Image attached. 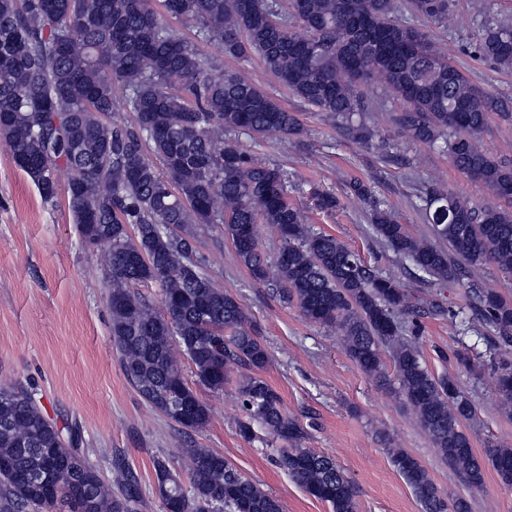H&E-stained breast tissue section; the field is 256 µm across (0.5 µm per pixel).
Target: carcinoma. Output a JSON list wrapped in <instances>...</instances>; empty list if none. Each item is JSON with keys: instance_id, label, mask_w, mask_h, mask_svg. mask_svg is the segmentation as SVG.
<instances>
[{"instance_id": "carcinoma-1", "label": "carcinoma", "mask_w": 512, "mask_h": 512, "mask_svg": "<svg viewBox=\"0 0 512 512\" xmlns=\"http://www.w3.org/2000/svg\"><path fill=\"white\" fill-rule=\"evenodd\" d=\"M286 2L284 9L278 0H163V7L202 41L224 43L225 54L258 55L294 96L341 120L363 144L375 132L354 118L366 111V86L381 82L401 104L396 126L424 144L443 140L456 170L512 197V164L481 143L491 115L512 121V102L476 87L427 30L449 25L455 0H407L410 19L398 0ZM477 47L485 59L512 67V24L485 27ZM118 104L132 124L112 120ZM238 130L287 139L302 126L246 76L218 69L148 0H0V142L46 205L56 203L58 172L68 171L73 223L109 257L108 308L122 369L153 410L183 430H200L211 409L196 387L222 391L238 368L240 435L280 445V467L331 512H357L342 467L301 446L303 425L262 377L269 354L259 328L195 257V228L219 224L250 276L273 282L282 302L336 331L363 373L387 385L393 367L401 403L465 484L481 487L490 467L511 488L512 448L489 443L474 451L462 428L474 415L472 400L454 377L429 370L418 324L403 336L401 317L418 314L410 295L336 237L305 228L288 175L224 141ZM350 186L368 207L376 237L424 275L459 282L467 267L490 263L512 276L511 210L479 208L432 184L424 198L430 232L420 236L368 184L355 179ZM260 224L280 238L272 260ZM141 283L160 288L161 308L132 291ZM474 295L484 328L512 344V299L486 288ZM438 356L460 370L475 368L460 350ZM483 369L512 411V362L490 358ZM171 392L191 406L190 422L175 413ZM388 454L423 512H471L465 497L448 496L411 453ZM182 457L184 476L171 461H155L163 509L282 512L275 496L214 450L184 448ZM53 458L67 469L51 483L45 477ZM114 469L118 495L31 391L0 387V512H139L137 477L120 460Z\"/></svg>"}]
</instances>
